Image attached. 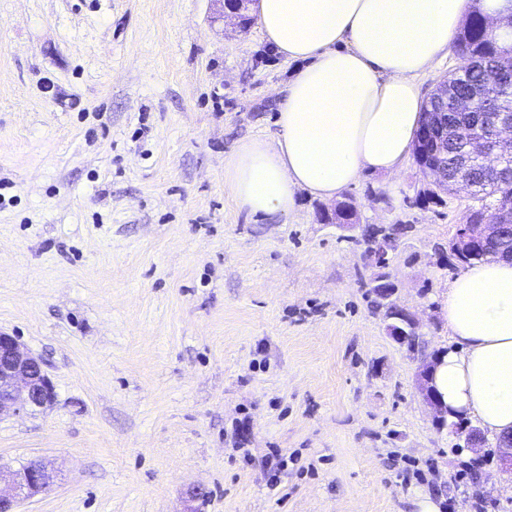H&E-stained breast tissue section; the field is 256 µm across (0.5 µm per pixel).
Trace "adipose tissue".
<instances>
[{"label":"adipose tissue","mask_w":512,"mask_h":512,"mask_svg":"<svg viewBox=\"0 0 512 512\" xmlns=\"http://www.w3.org/2000/svg\"><path fill=\"white\" fill-rule=\"evenodd\" d=\"M495 22L512 0H258L265 41L296 68L274 141L242 140L224 187L253 217L288 213L304 190L336 199L365 172L396 175L422 120L418 77L472 8ZM448 345L432 385L450 413L512 434V261L471 264L448 283Z\"/></svg>","instance_id":"adipose-tissue-1"}]
</instances>
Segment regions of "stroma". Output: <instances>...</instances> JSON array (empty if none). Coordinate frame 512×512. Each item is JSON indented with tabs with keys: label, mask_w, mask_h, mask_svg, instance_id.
Returning a JSON list of instances; mask_svg holds the SVG:
<instances>
[{
	"label": "stroma",
	"mask_w": 512,
	"mask_h": 512,
	"mask_svg": "<svg viewBox=\"0 0 512 512\" xmlns=\"http://www.w3.org/2000/svg\"><path fill=\"white\" fill-rule=\"evenodd\" d=\"M216 0H0V331L55 399L0 414V467L43 463L19 512H512L487 441L480 480L437 429L420 353L374 307L381 270L295 195L257 219L224 189L273 139L293 63ZM414 158L343 196L404 224L386 270L428 351L461 268L466 190L425 203Z\"/></svg>",
	"instance_id": "35a3bbf8"
}]
</instances>
